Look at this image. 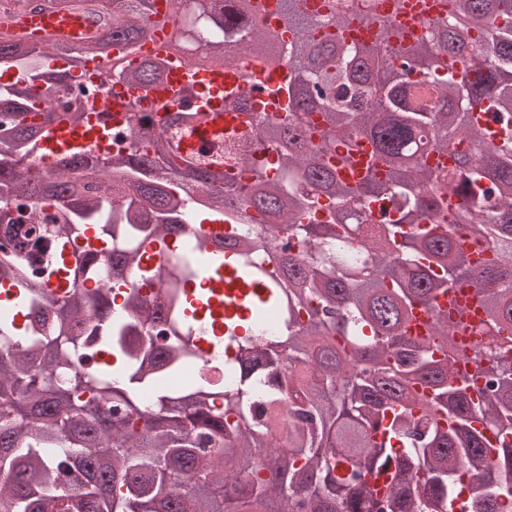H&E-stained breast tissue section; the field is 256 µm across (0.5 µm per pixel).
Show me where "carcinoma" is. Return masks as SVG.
<instances>
[{
	"label": "carcinoma",
	"mask_w": 512,
	"mask_h": 512,
	"mask_svg": "<svg viewBox=\"0 0 512 512\" xmlns=\"http://www.w3.org/2000/svg\"><path fill=\"white\" fill-rule=\"evenodd\" d=\"M11 2L20 11L93 10L99 29L68 70L98 58L106 75L164 83L166 50L136 67L111 59L113 47L132 55L151 37L153 0ZM170 2L168 20L189 24L210 60L232 70L238 51L264 71L278 67L281 58L258 50L269 38L254 0ZM451 6L428 40L392 63L280 12L291 78L275 89L287 94L271 120L276 163L257 162L243 181L177 166L162 131L138 158L74 155L48 179L18 167L45 127L82 120L84 106L34 100L37 82L60 90L65 75L40 66L60 46H33L0 17V68L24 79L0 86V205L27 194L26 215L0 214V225L41 228L0 246V283L18 288L14 305L28 318L19 328L0 317V512H450L454 502L460 512H512V0ZM355 7L332 0L328 24L340 27ZM407 73L437 90L434 105L411 101ZM480 104L500 126L493 140L473 120ZM362 135L377 143L385 178L342 175ZM423 141L457 149L454 166L438 171L414 158ZM114 193L126 198L115 213ZM191 200L200 201L196 216L227 222V249L211 251L203 238L199 250L246 284L265 282L282 320L275 346L285 357L224 321V358L240 372L232 390L163 388L183 361H145L129 319L169 320L176 354L194 352L201 322L188 275L86 236L105 215L124 238L138 230L144 244L163 240L175 228L168 213ZM145 210L160 222L140 223ZM460 233L489 254L477 273ZM96 258L110 281L92 318L74 288L94 276ZM54 275L68 287L49 298ZM157 276L162 305L121 306L123 320L112 323L110 290L133 295L136 282ZM461 278L483 290L484 341L468 358L479 387L456 375L448 338L458 322L439 314L427 336L406 331L414 307ZM145 391L155 394L148 409ZM146 416L149 428L136 431ZM461 471L477 483H461Z\"/></svg>",
	"instance_id": "cac0c4a2"
}]
</instances>
